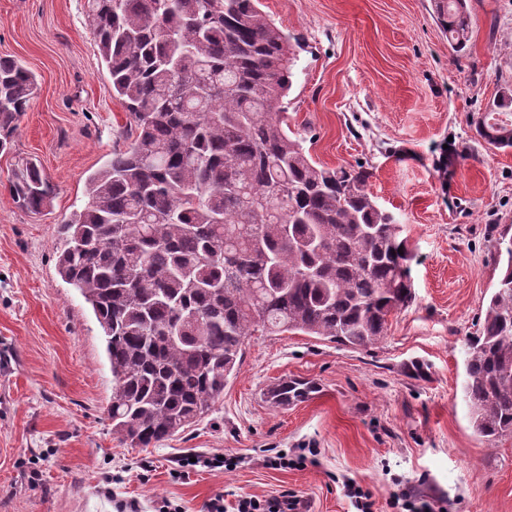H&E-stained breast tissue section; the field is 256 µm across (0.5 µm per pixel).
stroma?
Wrapping results in <instances>:
<instances>
[{
	"mask_svg": "<svg viewBox=\"0 0 512 512\" xmlns=\"http://www.w3.org/2000/svg\"><path fill=\"white\" fill-rule=\"evenodd\" d=\"M470 39L453 50L432 0H260L298 55L288 123L328 167L364 165L378 205L415 249V300L384 339L354 350L300 333L255 334L238 374L191 428L131 448L112 433L102 331L56 269L61 226L88 177L124 146L128 122L87 26V0H0V57L38 91L0 153V512H205L223 497L288 491L309 512H355L344 481L377 512L403 484L445 512H512V437L474 433L461 400L464 347L501 275L512 235V149L474 126L512 86V0H467ZM55 186L33 214L5 186L16 156ZM316 382L276 408L266 390ZM305 455L279 468L273 457ZM234 456L236 468L188 466Z\"/></svg>",
	"mask_w": 512,
	"mask_h": 512,
	"instance_id": "1",
	"label": "stroma"
}]
</instances>
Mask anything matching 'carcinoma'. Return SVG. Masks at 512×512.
<instances>
[{
  "instance_id": "1",
  "label": "carcinoma",
  "mask_w": 512,
  "mask_h": 512,
  "mask_svg": "<svg viewBox=\"0 0 512 512\" xmlns=\"http://www.w3.org/2000/svg\"><path fill=\"white\" fill-rule=\"evenodd\" d=\"M433 4L448 43L465 47L466 0ZM87 20L129 143L88 179L57 269L102 329L112 434L147 447L190 428L256 331L378 344L415 299L412 248L364 166H323L290 133L297 56L258 0H89ZM36 90L21 62L0 58L1 152ZM476 131L512 147L511 87ZM6 189L33 213L54 197L33 158L16 160ZM499 249L503 273L466 344L462 382L487 441L512 436V239ZM316 389L285 379L268 397L285 407Z\"/></svg>"
}]
</instances>
